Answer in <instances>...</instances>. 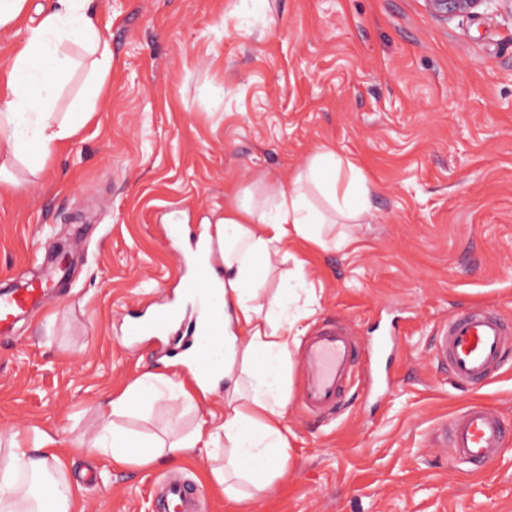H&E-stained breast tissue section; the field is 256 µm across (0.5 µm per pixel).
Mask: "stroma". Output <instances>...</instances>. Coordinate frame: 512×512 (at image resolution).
Returning a JSON list of instances; mask_svg holds the SVG:
<instances>
[{"instance_id":"35a3bbf8","label":"stroma","mask_w":512,"mask_h":512,"mask_svg":"<svg viewBox=\"0 0 512 512\" xmlns=\"http://www.w3.org/2000/svg\"><path fill=\"white\" fill-rule=\"evenodd\" d=\"M112 51L108 95L39 171L12 162L0 189V281L36 276L34 253L73 257L60 301L0 334V448L58 442L84 512H159L171 475L201 485L207 512H512V446L480 469L434 445L466 405L512 426V363L456 384L433 357L464 306L512 320V7L489 0L441 21L424 0H93ZM372 189L357 221L325 229L348 247L307 257L320 289L307 331L333 318L365 349L334 418L297 403L284 423L288 478L238 502L205 455L118 468L85 455L112 398L160 371L130 347L119 315L149 298L172 259L162 225L198 229L230 193L287 180L321 146ZM221 400H167L120 418L159 434L190 429Z\"/></svg>"}]
</instances>
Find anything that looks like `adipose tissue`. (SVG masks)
<instances>
[{
  "instance_id": "obj_1",
  "label": "adipose tissue",
  "mask_w": 512,
  "mask_h": 512,
  "mask_svg": "<svg viewBox=\"0 0 512 512\" xmlns=\"http://www.w3.org/2000/svg\"><path fill=\"white\" fill-rule=\"evenodd\" d=\"M36 21H28V13ZM26 23V36L12 52L0 75V187L15 186L6 162L26 160L43 167L59 142L74 137L106 97L112 53L102 38L92 0H52L50 7H31L29 0H0V29ZM80 45L90 56L83 95L65 118L54 110L55 74L69 62L67 47ZM319 191L342 217L356 221L368 209L370 190L358 171L335 149H318L309 165L288 181L265 183L224 201V215L202 224L199 236L221 244L224 303V361L208 381L173 378L147 372L113 398L100 450L111 453L116 466L144 467L205 450L212 462L210 475L230 499L241 497L238 480L254 490L267 491L287 473L291 441L283 424L289 398L292 361L289 344L299 320L314 314L316 296L306 289L307 301L298 309L289 303L304 281L303 270L279 273L276 259L300 241L325 248L323 228L328 215L309 198ZM278 277L275 291L262 287L263 278ZM224 395L221 416L198 418L189 432L166 430L144 439L118 426L116 417L144 401L178 397L190 408L216 393ZM37 443L23 450L12 442L0 453V512H82L72 494L47 495L43 480L63 475V462L54 439L36 432Z\"/></svg>"
}]
</instances>
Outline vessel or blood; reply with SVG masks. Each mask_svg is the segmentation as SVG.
I'll return each mask as SVG.
<instances>
[{
    "mask_svg": "<svg viewBox=\"0 0 512 512\" xmlns=\"http://www.w3.org/2000/svg\"><path fill=\"white\" fill-rule=\"evenodd\" d=\"M174 265L168 287L194 297V312H183L173 300H149L144 313L131 317L124 334L130 342L167 337L163 354L185 362L187 369L207 377L224 356V310L217 301L216 269L198 255L197 241L172 250ZM41 279L27 288H0V333L12 331L24 317H32L51 293ZM438 363L460 385L486 383L512 359V321L488 307L475 306L452 315L439 328L434 343ZM360 356L349 331L336 321L322 324L309 336L301 359L299 403L311 415L332 417L345 391L355 381ZM512 430L499 413L472 404L457 411L437 431L435 443L450 449L459 463L475 468L491 461L505 447ZM204 490L194 482L166 481L160 492L162 512H200Z\"/></svg>",
    "mask_w": 512,
    "mask_h": 512,
    "instance_id": "vessel-or-blood-1",
    "label": "vessel or blood"
}]
</instances>
